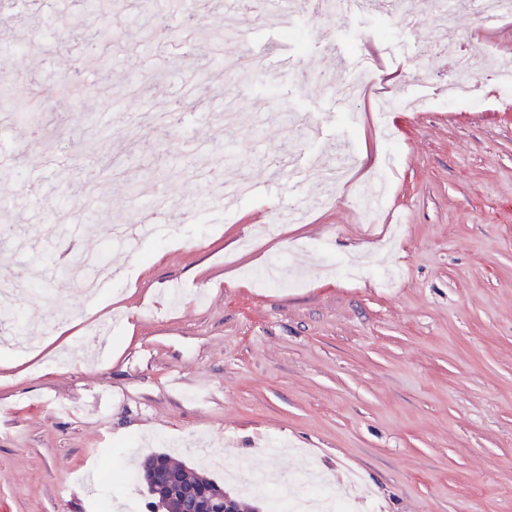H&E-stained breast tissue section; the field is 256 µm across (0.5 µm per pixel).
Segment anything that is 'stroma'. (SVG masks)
<instances>
[{
	"mask_svg": "<svg viewBox=\"0 0 512 512\" xmlns=\"http://www.w3.org/2000/svg\"><path fill=\"white\" fill-rule=\"evenodd\" d=\"M296 36L261 27L288 57L255 76L235 43L182 56L149 43L156 15L92 13L94 35L132 43L109 68L88 70L80 101L48 140L29 139L14 103L0 124V272L23 298L0 316V512H147L137 471L166 453L223 483L254 512L269 493L241 473L278 471L284 495L324 481L350 512H512V90L472 105L443 98L459 56L512 65V17L460 10L450 52L427 48L433 15L410 36L396 15L300 16ZM396 50L398 76L351 102L327 90L356 77L369 48ZM347 64H333L332 47ZM79 44L40 40L0 66L69 68ZM233 56L231 75L224 59ZM223 75L180 126L142 125L165 109L190 69ZM162 73L153 94L133 77ZM408 87L411 112H378ZM346 144L357 164L320 181L315 156ZM70 160L51 179L58 200L29 204L20 185L45 159ZM220 165L257 183L231 212L195 202L190 173ZM389 194L377 223L353 200L380 169ZM193 210L135 249L112 248L119 278L85 296L75 259L112 238L154 192ZM296 222L276 224L283 201ZM50 263L33 288L34 252ZM282 261L283 271L272 270ZM71 323L55 336L58 321ZM57 339L67 369L46 372ZM124 481L109 484V471Z\"/></svg>",
	"mask_w": 512,
	"mask_h": 512,
	"instance_id": "1",
	"label": "stroma"
}]
</instances>
